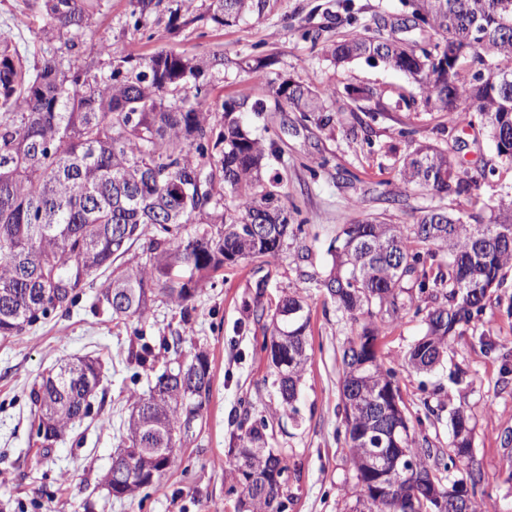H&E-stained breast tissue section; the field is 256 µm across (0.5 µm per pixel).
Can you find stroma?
Masks as SVG:
<instances>
[{
	"mask_svg": "<svg viewBox=\"0 0 512 512\" xmlns=\"http://www.w3.org/2000/svg\"><path fill=\"white\" fill-rule=\"evenodd\" d=\"M100 4L84 35L87 44L106 39L140 58L161 50L223 52L229 64L214 80L215 93L224 100L263 102V112L249 122L281 150L280 158L269 159L266 173L280 176L283 202L297 210L302 231L288 236L276 256L215 273L191 315L159 300L148 320L118 323L95 312L86 294L69 313L0 339V512H235L228 450L244 420L263 415L273 420L264 434L267 447L284 450L294 470L288 512H352L361 491L336 432L342 427L341 356L353 326L319 284L329 269L328 248L342 224L356 216L409 224L414 210L437 204V197L419 188L409 189L401 204L388 200L398 182L397 156L411 143L448 148L474 177L472 195L448 197L453 213H472L475 196L496 204L512 186V168L500 164L494 145L477 130L425 111L412 79L380 62L336 65L324 55L328 41L361 32L374 15L398 23L400 0H352L349 12L342 0H270L262 17L224 28L201 21L175 32L162 23L134 30L129 0ZM42 23L26 0H0V40H11L32 62L46 51L31 36ZM258 58L267 65L256 71L250 64ZM285 78L335 86L329 125L277 102L272 88ZM359 87L372 89L373 98L355 99ZM287 296L301 299L310 315V359L293 414L281 408L274 368L262 349L268 316ZM259 309L264 319L256 318ZM424 332L423 314L410 310L382 327L380 339L381 358L395 373L416 437L452 452L450 414L465 409L475 422L472 460L484 474L483 508L512 512V271L427 372L406 360ZM175 338L177 350L165 348ZM138 339L154 346L156 358L134 384L126 355ZM200 351L210 360L211 391L180 450L179 466L136 496H109L101 479L122 446L133 394L144 393L147 378L170 360L187 362ZM83 357L101 364V413L71 425L61 442L43 450L31 433L28 392L35 379Z\"/></svg>",
	"mask_w": 512,
	"mask_h": 512,
	"instance_id": "obj_1",
	"label": "stroma"
}]
</instances>
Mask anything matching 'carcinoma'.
Returning a JSON list of instances; mask_svg holds the SVG:
<instances>
[{
	"label": "carcinoma",
	"mask_w": 512,
	"mask_h": 512,
	"mask_svg": "<svg viewBox=\"0 0 512 512\" xmlns=\"http://www.w3.org/2000/svg\"><path fill=\"white\" fill-rule=\"evenodd\" d=\"M267 0H130L140 30L168 12L170 30L206 20L234 26L261 16ZM410 15L431 32V52L418 49L376 25L326 46L339 65L379 59L411 77L428 112L472 124L478 115L495 143L501 164L512 167V0H404ZM45 19L34 38L49 51L28 66L18 48L0 44V337L73 307L94 285L93 307L114 320L148 318L150 304L164 298L190 303L212 274L242 259L274 256L294 233V212L281 203L279 181L263 167L279 155L276 142L256 135L244 118L261 112L260 101L219 102L211 82L228 60L216 51L203 57L159 51L142 59L122 55L110 41L88 49L83 36L95 23L98 0H28ZM332 85L284 80L277 99L296 112H326ZM404 187L425 188L439 200L470 192L474 180L448 149L418 143L400 160ZM233 205L224 204V191ZM512 269V191L472 224L439 203L419 211L411 224L377 217L352 219L336 237L332 268L320 285L336 309L357 325L342 355L344 443L354 478L364 492L365 512H414L420 485L435 480L441 498L467 497L469 512L484 477L468 464L465 476L448 482L459 455L419 443L414 426L383 435L388 420L376 414L387 395L405 408L394 373L384 368L378 323L400 310L426 309V333L409 350L419 370L439 363L457 327L481 312L493 288ZM426 306H421V303ZM302 306L282 300L271 315V335L288 344L263 342L275 371L283 409L296 413L298 384L308 361L309 315L283 311ZM144 342L129 351V364L153 357ZM185 369L157 376L147 397L133 400L125 447L112 457L108 494L127 497L125 457H137L136 489L180 461L182 434L190 430L211 389L210 363L199 352ZM100 387L98 362L83 358L43 378L29 393L32 428L49 448L66 428L90 417ZM453 447L471 448L470 418L451 415ZM403 448L411 471L392 496L374 494L369 450ZM240 489L238 512H287L293 501L288 458L264 447L251 427L229 449Z\"/></svg>",
	"instance_id": "1"
}]
</instances>
